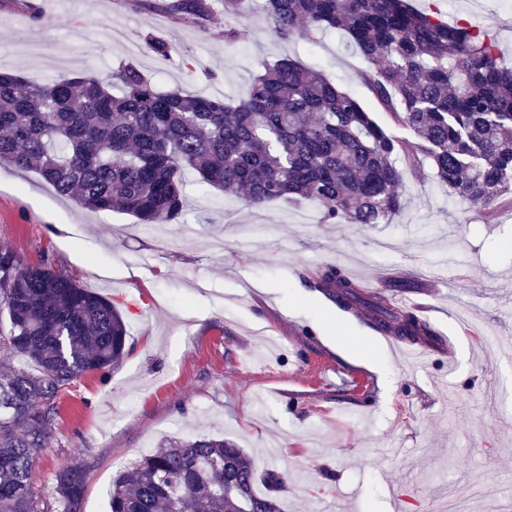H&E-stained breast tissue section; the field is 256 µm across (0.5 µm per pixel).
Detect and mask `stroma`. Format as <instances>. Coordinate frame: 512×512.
I'll list each match as a JSON object with an SVG mask.
<instances>
[{"label":"stroma","mask_w":512,"mask_h":512,"mask_svg":"<svg viewBox=\"0 0 512 512\" xmlns=\"http://www.w3.org/2000/svg\"><path fill=\"white\" fill-rule=\"evenodd\" d=\"M242 0L247 37L224 44L132 0H0V68L34 82L106 76L132 61L165 89L245 96L264 60L292 58L371 102L367 65L338 32L279 40ZM489 37L512 67V0H412ZM162 34L170 57L146 53ZM189 209L165 236L131 215L89 213L35 173L0 165V247L25 264L51 259L82 287L117 303L127 353L107 374H84L59 398V417L34 469L88 464L80 512H108L112 478L140 455L195 435L224 436L256 472L288 477L284 512H316L336 495L350 512H426L460 488L464 512H512V207L493 219L447 186L406 176L404 209L388 224H325L317 201L251 208L189 178ZM77 229L63 239L61 227ZM334 266L367 301L346 310L313 288ZM419 309L438 339L428 358L392 352L370 300ZM366 339L374 360L361 358Z\"/></svg>","instance_id":"1"}]
</instances>
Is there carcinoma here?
<instances>
[{"label": "carcinoma", "instance_id": "cac0c4a2", "mask_svg": "<svg viewBox=\"0 0 512 512\" xmlns=\"http://www.w3.org/2000/svg\"><path fill=\"white\" fill-rule=\"evenodd\" d=\"M224 7V43L244 32L239 0H136L176 24L205 30L214 2ZM274 35L289 41L311 29H339L368 65L374 101L413 139L395 136L361 101L322 72L291 59L260 63L246 97L224 99L160 90L132 61L105 78L80 74L33 84L0 70V164L32 170L57 194L92 212L124 211L147 226L173 224L187 211L186 177L245 191L246 204L315 199L325 224H380L404 206L406 172L427 165L459 201L487 215L512 205V69L497 46L467 24L450 25L411 0H265ZM144 49L171 55L146 32ZM405 168L397 166V160ZM313 287L347 308L359 285L330 266ZM386 332L433 341L435 331L408 311L375 303ZM0 352L37 368L0 372V512H77L89 466L51 477L52 496L34 487L38 451L59 417L60 394L89 371L117 367L129 331L108 298L0 248ZM255 468L241 448L197 436L130 462L112 481L111 512H282L283 476Z\"/></svg>", "mask_w": 512, "mask_h": 512}]
</instances>
